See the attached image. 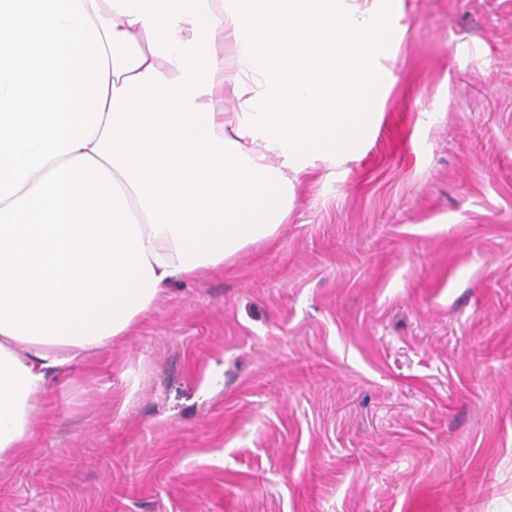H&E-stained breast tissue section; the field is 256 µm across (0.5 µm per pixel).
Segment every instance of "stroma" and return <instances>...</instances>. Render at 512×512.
I'll list each match as a JSON object with an SVG mask.
<instances>
[{"instance_id":"stroma-1","label":"stroma","mask_w":512,"mask_h":512,"mask_svg":"<svg viewBox=\"0 0 512 512\" xmlns=\"http://www.w3.org/2000/svg\"><path fill=\"white\" fill-rule=\"evenodd\" d=\"M287 224L50 382L0 512H512V0H393Z\"/></svg>"}]
</instances>
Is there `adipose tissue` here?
I'll return each instance as SVG.
<instances>
[{
    "label": "adipose tissue",
    "instance_id": "obj_1",
    "mask_svg": "<svg viewBox=\"0 0 512 512\" xmlns=\"http://www.w3.org/2000/svg\"><path fill=\"white\" fill-rule=\"evenodd\" d=\"M379 51L365 0H0L1 457L51 379L275 237L315 162L358 154ZM246 78L251 110L225 111Z\"/></svg>",
    "mask_w": 512,
    "mask_h": 512
}]
</instances>
